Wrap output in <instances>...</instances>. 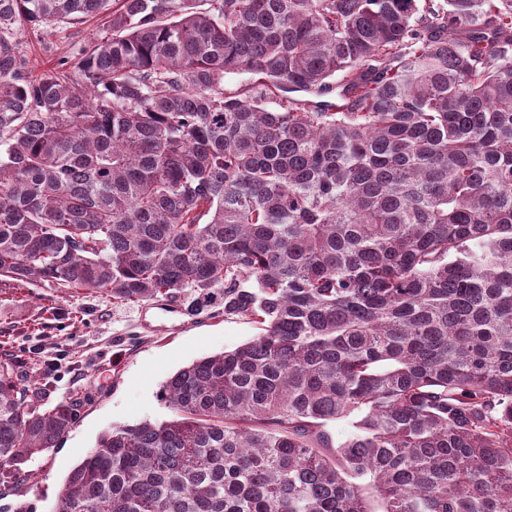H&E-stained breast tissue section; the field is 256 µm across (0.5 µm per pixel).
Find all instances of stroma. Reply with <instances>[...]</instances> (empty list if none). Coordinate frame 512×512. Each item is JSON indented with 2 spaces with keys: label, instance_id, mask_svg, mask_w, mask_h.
Listing matches in <instances>:
<instances>
[{
  "label": "stroma",
  "instance_id": "obj_1",
  "mask_svg": "<svg viewBox=\"0 0 512 512\" xmlns=\"http://www.w3.org/2000/svg\"><path fill=\"white\" fill-rule=\"evenodd\" d=\"M100 31L99 19L62 27L37 39H17L38 69L49 65L44 45L67 47ZM223 302L198 315L163 311L160 303L114 304L107 293H61L38 284L0 283V352L19 351L22 379L49 382V402L69 399L78 416L56 448L34 456L13 484L0 486V512L20 500L53 512L69 471L107 430L143 420L171 419L160 399L165 381L193 361L236 348L257 335L254 324L224 317Z\"/></svg>",
  "mask_w": 512,
  "mask_h": 512
}]
</instances>
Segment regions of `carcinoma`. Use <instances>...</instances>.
I'll use <instances>...</instances> for the list:
<instances>
[{
    "mask_svg": "<svg viewBox=\"0 0 512 512\" xmlns=\"http://www.w3.org/2000/svg\"><path fill=\"white\" fill-rule=\"evenodd\" d=\"M1 277L259 328L55 512H512V0H0ZM21 365L4 485L76 417ZM100 29V20L96 17L90 18L86 24L79 28H57L52 34L45 36L42 42L26 28H21L16 37L27 51L31 64L37 65L36 69L40 71L53 63L52 57L47 56L42 50L44 44L66 48L70 43L91 40L93 36L99 33Z\"/></svg>",
    "mask_w": 512,
    "mask_h": 512,
    "instance_id": "carcinoma-1",
    "label": "carcinoma"
}]
</instances>
